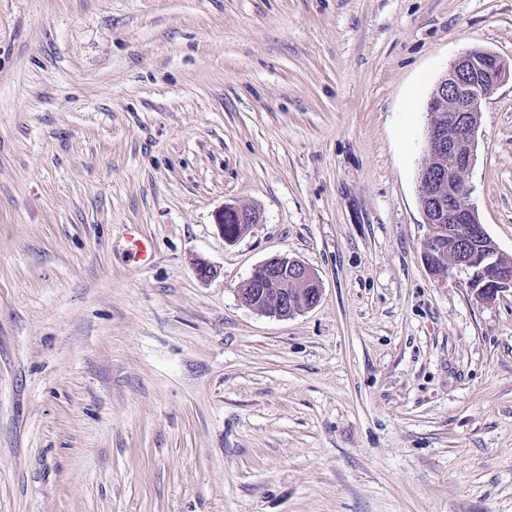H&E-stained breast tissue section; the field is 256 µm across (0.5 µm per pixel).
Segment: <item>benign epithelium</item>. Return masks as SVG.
I'll return each instance as SVG.
<instances>
[{
	"label": "benign epithelium",
	"instance_id": "7a95c632",
	"mask_svg": "<svg viewBox=\"0 0 512 512\" xmlns=\"http://www.w3.org/2000/svg\"><path fill=\"white\" fill-rule=\"evenodd\" d=\"M512 65L496 53L471 48L457 56L433 91L429 109L447 107L448 122L430 116L425 129V158L419 169V194L430 232L422 244L428 269L445 275L455 268L481 300L512 288V266L482 248L487 233L471 203L467 176L474 165L481 106L506 79ZM224 239L233 243L248 232L242 208H226L216 220ZM231 228H226V225ZM253 309L288 317L315 307L321 300L320 280L305 265L284 256L257 266L246 281Z\"/></svg>",
	"mask_w": 512,
	"mask_h": 512
}]
</instances>
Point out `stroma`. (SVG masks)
I'll return each instance as SVG.
<instances>
[{"mask_svg":"<svg viewBox=\"0 0 512 512\" xmlns=\"http://www.w3.org/2000/svg\"><path fill=\"white\" fill-rule=\"evenodd\" d=\"M473 47L512 0H0V512H512V289L422 258ZM468 181L512 261L511 79ZM273 256L316 307L245 303ZM216 224L224 239L229 243H234L240 239L252 226V223L247 220L244 209L236 207L224 208V211L217 217ZM224 224H228L227 226L232 224L231 230H228L227 226L224 227ZM248 224L249 226H246Z\"/></svg>","mask_w":512,"mask_h":512,"instance_id":"stroma-1","label":"stroma"}]
</instances>
